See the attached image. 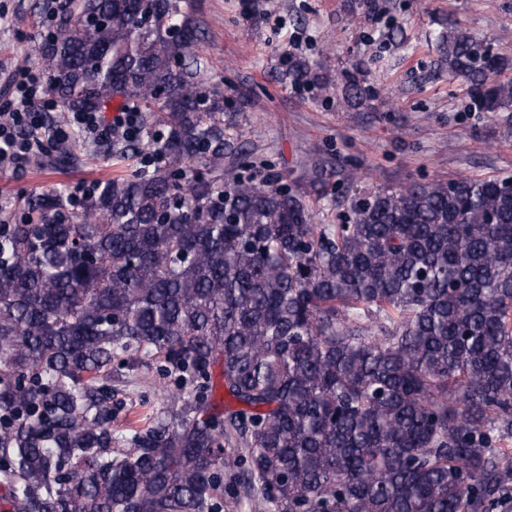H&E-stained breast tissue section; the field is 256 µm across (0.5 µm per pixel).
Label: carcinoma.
Here are the masks:
<instances>
[{
	"label": "carcinoma",
	"mask_w": 512,
	"mask_h": 512,
	"mask_svg": "<svg viewBox=\"0 0 512 512\" xmlns=\"http://www.w3.org/2000/svg\"><path fill=\"white\" fill-rule=\"evenodd\" d=\"M448 72L512 104L506 59L452 25ZM177 0H78L41 47L63 112L149 114L151 171L51 190L0 224V486L11 512H494L512 502V176L406 182L319 227L247 168ZM282 78L331 85L308 65ZM165 88V98L156 87ZM347 103L368 88L346 72ZM142 356L168 410L112 435ZM219 375L213 376L214 368ZM236 495H240L236 501ZM237 504L236 507H231ZM224 512H251L248 507V500L244 496V490L236 482L234 471L224 470Z\"/></svg>",
	"instance_id": "1"
}]
</instances>
